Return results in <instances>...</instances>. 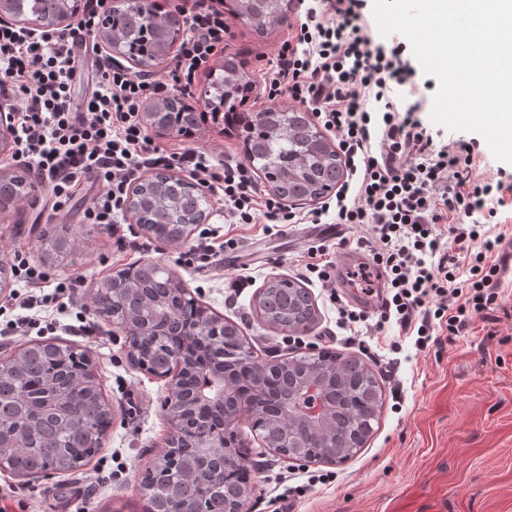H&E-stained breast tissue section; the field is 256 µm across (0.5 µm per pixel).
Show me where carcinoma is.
Masks as SVG:
<instances>
[{
    "instance_id": "carcinoma-1",
    "label": "carcinoma",
    "mask_w": 512,
    "mask_h": 512,
    "mask_svg": "<svg viewBox=\"0 0 512 512\" xmlns=\"http://www.w3.org/2000/svg\"><path fill=\"white\" fill-rule=\"evenodd\" d=\"M77 0H11V8L19 17L29 15L52 24L61 7L76 12ZM234 12L244 19L254 34L263 37L288 25L290 15L285 0H232ZM118 21L114 40L136 63L145 69L159 64L155 46L173 45L183 37L184 30L177 20L160 12L157 0H149L144 8L131 10L118 3L115 7ZM244 53L224 56L221 74L213 81L211 100L200 111L180 94L164 102L159 110L161 121L174 133L190 137L205 122L206 115L224 114V124L242 128L243 153L254 166L263 169L272 164L280 172L270 190L282 198L312 199L329 182L332 175L342 172L341 159L329 141L318 134L308 112L297 107H269L252 112L245 108L253 81L246 72ZM136 204L139 222L159 227V237L176 240L187 230V217L201 220L206 211V197L180 181L168 184L142 182L138 185ZM35 186L15 184L12 189L0 190V210H6L19 201V195L30 193ZM180 283L160 275L151 266H129L116 276V285H107L99 292L105 315L109 318L130 319L144 317L155 321L160 334L140 337V353L152 370L165 372L169 359L168 336L170 327L178 323L193 325L201 321V312L194 304L185 302L177 310H170L167 300L178 293ZM257 307L268 324L284 331L297 333L309 327L315 319L304 287L292 282L271 279L257 296ZM350 358L335 352H324L322 357L286 358L276 373L285 377L290 372L316 373L324 366L341 371ZM76 387L81 394L78 404L67 409L69 428H63L59 416L44 413L37 417L21 412L18 395L26 390L31 395L47 396L58 387ZM346 407L336 422V447L357 436L365 441L377 420L383 404L382 388L373 371L358 364V372L344 387ZM252 427L272 440L281 435L284 425L278 423L265 407L248 415ZM112 424L111 412L103 401L96 380L89 373L86 354L70 346L44 344L25 347L17 359L0 363V426L14 434L18 447L0 448L6 468L16 476H35L47 465L62 473L72 472L86 464L101 449L103 436ZM179 453L191 457L196 440L187 430L177 436ZM246 472L242 470L219 472L210 490L213 512H232L238 504L236 489L247 488ZM173 492L160 489L145 490L147 512H169L182 496H196L201 485L194 474L174 477Z\"/></svg>"
}]
</instances>
